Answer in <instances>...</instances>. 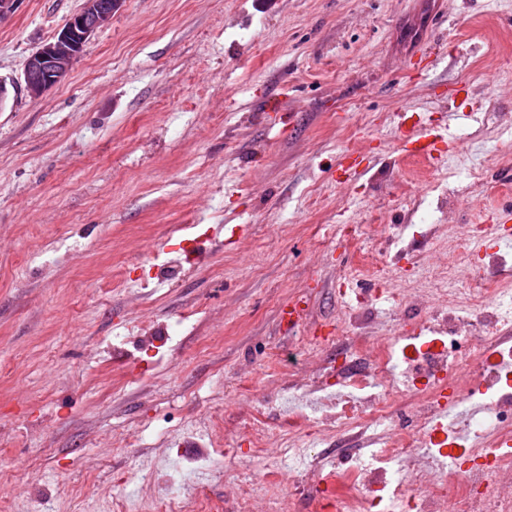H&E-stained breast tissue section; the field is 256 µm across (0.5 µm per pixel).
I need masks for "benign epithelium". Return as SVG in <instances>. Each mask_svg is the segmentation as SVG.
I'll use <instances>...</instances> for the list:
<instances>
[{"mask_svg": "<svg viewBox=\"0 0 512 512\" xmlns=\"http://www.w3.org/2000/svg\"><path fill=\"white\" fill-rule=\"evenodd\" d=\"M122 0H83L82 7L24 61L22 79L0 78V112L6 107L7 86H21L32 99L43 97L70 74L89 38L109 26Z\"/></svg>", "mask_w": 512, "mask_h": 512, "instance_id": "obj_1", "label": "benign epithelium"}]
</instances>
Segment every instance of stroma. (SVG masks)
I'll list each match as a JSON object with an SVG mask.
<instances>
[{
	"mask_svg": "<svg viewBox=\"0 0 512 512\" xmlns=\"http://www.w3.org/2000/svg\"><path fill=\"white\" fill-rule=\"evenodd\" d=\"M81 6L20 0L0 78ZM413 113L461 152L401 151ZM352 152L367 170L337 183L324 167ZM445 201L450 229L419 222ZM511 205L512 0H122L64 82L11 90L0 112V506L114 512L148 495L149 463L188 471L196 512H237L242 473L320 512L321 486L268 480L255 428L293 438L258 405L284 394L313 327L353 309L378 336L423 322L442 253L449 287H471L488 252L464 229L496 236ZM212 224L234 245L203 242ZM420 278L427 304L389 300ZM205 458L212 474L191 473Z\"/></svg>",
	"mask_w": 512,
	"mask_h": 512,
	"instance_id": "obj_1",
	"label": "stroma"
}]
</instances>
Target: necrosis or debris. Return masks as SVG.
<instances>
[{"mask_svg":"<svg viewBox=\"0 0 512 512\" xmlns=\"http://www.w3.org/2000/svg\"><path fill=\"white\" fill-rule=\"evenodd\" d=\"M497 267L489 260L468 293L474 316L444 301L422 347L369 341L371 321L351 316L348 350L289 381L288 429L303 445L271 472L288 466L331 487L336 512H512V387L501 384L512 345L500 334L506 281ZM445 409L468 415L461 472L423 452Z\"/></svg>","mask_w":512,"mask_h":512,"instance_id":"1","label":"necrosis or debris"}]
</instances>
